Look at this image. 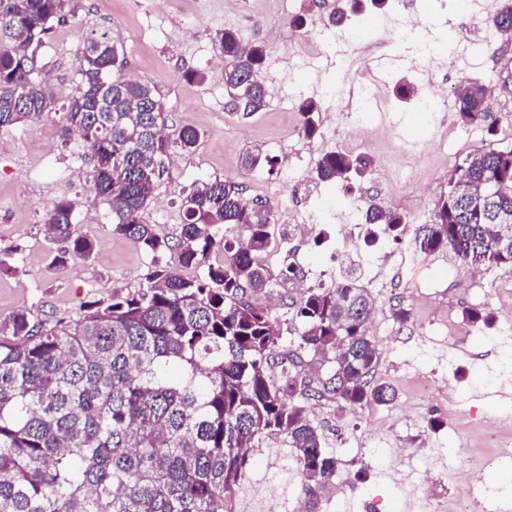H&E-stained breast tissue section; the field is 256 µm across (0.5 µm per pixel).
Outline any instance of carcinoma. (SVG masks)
I'll return each instance as SVG.
<instances>
[{
	"mask_svg": "<svg viewBox=\"0 0 512 512\" xmlns=\"http://www.w3.org/2000/svg\"><path fill=\"white\" fill-rule=\"evenodd\" d=\"M388 2L336 0L323 24L383 12ZM77 8V0H0V128L50 122L64 142L76 138L112 231L152 256L153 267L133 291L82 302L71 322L49 326L26 310L0 320V512H235L248 452L269 434L295 449L306 489L331 486L338 461L306 403L393 400L389 386L374 382L373 297L355 278L306 289L292 314L297 336L278 353L279 322L258 297L274 280L302 272L290 264L275 274L261 260L274 238L273 205L247 200L240 185L216 177L185 189L175 235L143 221L163 157L172 148L192 152L198 133L165 134L154 88L125 76L122 47L108 28L81 34V80L65 101L54 98L40 78L38 51L52 24ZM488 23L512 33V0ZM214 43L234 107L246 116L264 110V45L230 28L217 31ZM485 94L479 84L460 86L455 110L460 122L486 123L491 132ZM319 111L311 98L299 105V131L309 140L319 134ZM277 163L259 153L244 160L270 173ZM371 167L366 155L330 151L316 178L362 179ZM78 205L62 197L44 211L46 237L64 244L53 267L93 251L74 232ZM500 212L512 215V149L478 151L448 174V192L416 243L426 253L449 248L467 262L494 255L496 265L512 268V223H501ZM407 224L405 213L377 198L365 202V240L375 238L373 225L397 238ZM465 318L487 328L496 321L488 307L467 309ZM277 356L276 381L270 365ZM308 357L323 375L305 372Z\"/></svg>",
	"mask_w": 512,
	"mask_h": 512,
	"instance_id": "1",
	"label": "carcinoma"
}]
</instances>
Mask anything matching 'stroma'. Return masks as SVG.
I'll return each instance as SVG.
<instances>
[{
    "label": "stroma",
    "instance_id": "obj_1",
    "mask_svg": "<svg viewBox=\"0 0 512 512\" xmlns=\"http://www.w3.org/2000/svg\"><path fill=\"white\" fill-rule=\"evenodd\" d=\"M335 3L316 0L299 31L290 21L304 0H200L195 18L186 24L180 20L181 0H78L75 16L54 24L44 36L40 61L52 75L50 89L65 99L80 79V60L74 54L59 55V44L77 41L80 31L90 27L109 28L123 47L126 75L155 88L169 130L190 127L198 132L193 152L169 151L154 201L143 213L161 234L176 233L179 191L200 180L218 177L242 184L248 199L276 189V210L295 207L298 200L289 181L300 174L302 158L329 151L365 153L374 166L366 178L353 179L348 201L326 188L311 198V207L335 214L334 220L322 222L325 233H333L350 210L362 209L367 198H379L391 209L408 196L417 201L400 239L383 234L368 245L362 224H353L359 252L372 259L385 257L384 265L364 269L351 264L325 281L332 288L354 276L374 298L368 332L380 355L375 378L391 386L394 402L342 411L324 399L309 401L325 449L340 462L334 487L304 491L299 471L289 465L293 449L282 437L266 435L250 450L242 469L237 512H416L428 494L435 496L437 512H456L466 484L449 471L462 449L486 464L494 508L512 512V472L489 464L494 450L487 440L490 419L499 409L493 392L512 395V348L500 346L501 339L512 340V325L500 318L486 328L462 318L470 307L501 310L512 296V269L485 265L482 279L472 285L453 251L427 254L415 243L416 227L432 223L436 204L448 190V175L458 163L477 150L512 148V92L501 88L512 82V40L485 24L483 14L461 11L459 0H390L385 12L328 29L321 17ZM445 16L454 18L453 32L439 26ZM406 17L427 23L425 38L443 43L452 35L462 39L465 59L425 69L414 62L413 46L385 43L387 30ZM227 27L245 41L264 44L267 65L261 78L277 91L265 110L248 117L232 109L215 68L221 57L214 36ZM376 43L404 59L392 68V83L382 88L391 120L411 116L415 107L414 99L397 97L395 81L414 90L431 85L452 94L467 80L494 86L484 103L496 122L494 131L465 126L455 115L437 112L426 138L407 150L396 125L386 137L364 135L352 131L349 113L340 112L336 124L346 138L321 133L306 139L298 130L296 104L335 89L337 72H344L351 85L364 80L373 69L370 47ZM40 132L30 125L0 129V249L11 251L14 266L0 273V318L27 309L53 324L76 319L84 300L145 283L152 261L133 241L113 234L108 211L91 189L89 159L57 137L44 158L28 155L22 147L25 138ZM257 151L278 156L275 172L245 169V155ZM63 195L78 199L75 229L93 242L94 251L88 260L55 269L50 262L57 246L46 241L36 214ZM400 306L411 312L403 326L393 318ZM426 377L438 385L429 398L416 388L418 379ZM452 401L474 408V415L429 430L428 420L447 417Z\"/></svg>",
    "mask_w": 512,
    "mask_h": 512
}]
</instances>
